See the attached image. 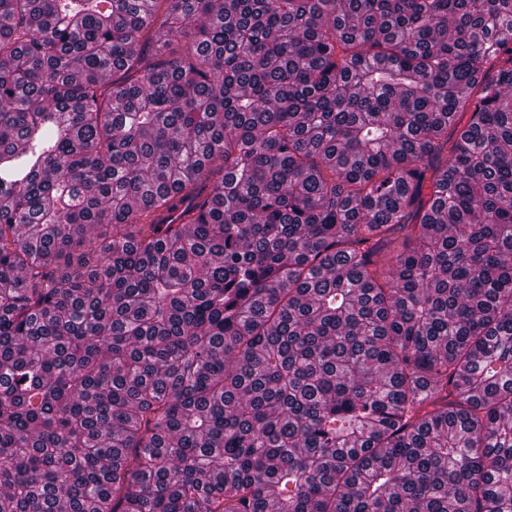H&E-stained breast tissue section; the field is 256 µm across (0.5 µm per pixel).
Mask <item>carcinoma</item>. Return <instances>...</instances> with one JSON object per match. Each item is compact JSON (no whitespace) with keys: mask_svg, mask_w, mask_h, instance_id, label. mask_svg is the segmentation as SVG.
<instances>
[{"mask_svg":"<svg viewBox=\"0 0 512 512\" xmlns=\"http://www.w3.org/2000/svg\"><path fill=\"white\" fill-rule=\"evenodd\" d=\"M0 512H512V0H0Z\"/></svg>","mask_w":512,"mask_h":512,"instance_id":"1","label":"carcinoma"}]
</instances>
